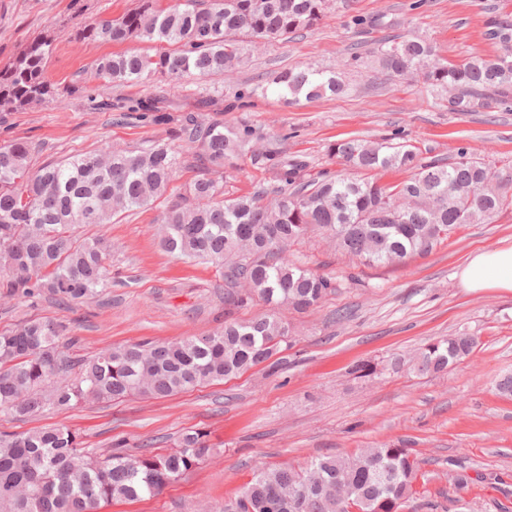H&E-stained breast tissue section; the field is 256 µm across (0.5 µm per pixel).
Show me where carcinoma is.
I'll list each match as a JSON object with an SVG mask.
<instances>
[{"label": "carcinoma", "mask_w": 512, "mask_h": 512, "mask_svg": "<svg viewBox=\"0 0 512 512\" xmlns=\"http://www.w3.org/2000/svg\"><path fill=\"white\" fill-rule=\"evenodd\" d=\"M328 0H186L159 10L155 0L115 19L76 29L92 42L165 41L178 48L155 55L117 53L96 60L93 75L118 85H144L160 75L172 82L194 72L222 75L246 62L238 36L285 41L316 25ZM483 38L497 47L492 57L458 63L435 58L420 39L379 43L382 70L400 78H422L448 89V111L492 109L512 99V12L484 21ZM54 36L33 39L0 68V112H17L49 101L55 86L46 75ZM273 93L284 102L346 92L336 72L286 69L273 77ZM129 112H159L146 96ZM178 138L195 148L199 174L183 194L166 200L161 247L185 259H209L224 267L239 308L257 298L271 306L305 312L342 288L329 273L288 259V246L319 235L342 253L372 266L429 252L465 224H480L512 209V165L497 166L457 151L454 162H422L407 145L363 139L338 140L328 155L342 169L308 175V163L289 157L272 141L251 148L253 129L241 123H201L188 115ZM185 147L157 144L137 154L119 151L77 155L30 169L25 141L0 146V290L10 297L49 294L63 304L101 295L109 286L110 246L102 238L75 237L78 225H103L162 198L185 163ZM272 175L276 186L226 197L212 173L238 162ZM378 170L409 176L383 185L360 177ZM252 245L238 252L241 239ZM64 326L30 319L0 332V414L14 417L46 409H71L91 397L116 401L131 396L164 398L235 376L272 357L291 336L273 316L224 320L208 336L179 342L141 340L104 350L75 364L60 343ZM477 336L462 331L434 339L411 362L421 373L438 374L470 357ZM205 433H184L165 454L95 455L65 426L24 433L0 432V512H96L102 503L155 495L193 469L209 453ZM422 461L406 445L384 444L351 455L322 456L301 470L263 469L224 512H341L339 496L362 512H400L412 496Z\"/></svg>", "instance_id": "carcinoma-1"}]
</instances>
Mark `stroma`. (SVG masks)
Listing matches in <instances>:
<instances>
[{
    "label": "stroma",
    "instance_id": "stroma-1",
    "mask_svg": "<svg viewBox=\"0 0 512 512\" xmlns=\"http://www.w3.org/2000/svg\"><path fill=\"white\" fill-rule=\"evenodd\" d=\"M138 0H0V67L32 39L56 34L46 72L56 93L49 102L0 112V145L27 141L31 164L109 147L134 151L169 140L182 116L236 125L247 121L253 143L279 138L288 155L311 172L338 169L329 143L348 138H392L419 148L423 161H454L458 147L499 165L512 162V107L449 111L441 93L422 79L387 76L371 51L387 35L430 42L440 58L458 62L496 49L482 36L490 10L512 11V0H332L315 26L284 42L244 38L247 66L221 76L188 74L178 84L154 78L148 86L115 85L91 73L95 60L114 53L165 51L162 42L88 43L75 26L116 18ZM380 20L377 30L354 27L355 16ZM360 61L350 63L351 51ZM297 66L343 67L346 95L284 105L255 96L245 111H227L235 94ZM160 98L170 121L149 112H124L130 97ZM215 109L203 111L202 100ZM162 203L114 223L82 228L85 237L112 245L111 284L96 298L69 305L43 296L0 294V331L34 318L68 326L67 351L89 358L143 339L177 342L206 336L225 316L243 321L266 315L290 325V347L274 369L240 376L163 399L87 403L35 416H0V431L20 433L63 424L84 448L103 454L166 453L189 430L207 432L212 453L155 496L113 501L99 512H222L257 470L305 468L312 458L405 442L424 464L418 491L403 512H512V400L496 391L512 372V294L466 292L459 271L473 251L512 240V210L484 224H466L450 240L403 263L366 266L318 237L293 244L291 260L336 275L342 288L303 314L253 300L226 309L224 275L214 264L185 261L159 244ZM468 330L481 346L439 374H423L406 359L430 340ZM377 364L366 379L349 375L358 362ZM467 473L463 488L453 475Z\"/></svg>",
    "mask_w": 512,
    "mask_h": 512
}]
</instances>
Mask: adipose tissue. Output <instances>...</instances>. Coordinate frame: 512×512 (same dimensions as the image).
<instances>
[{"label": "adipose tissue", "mask_w": 512, "mask_h": 512, "mask_svg": "<svg viewBox=\"0 0 512 512\" xmlns=\"http://www.w3.org/2000/svg\"><path fill=\"white\" fill-rule=\"evenodd\" d=\"M459 279L461 287L469 292L499 289L512 293V242L472 253Z\"/></svg>", "instance_id": "adipose-tissue-1"}]
</instances>
